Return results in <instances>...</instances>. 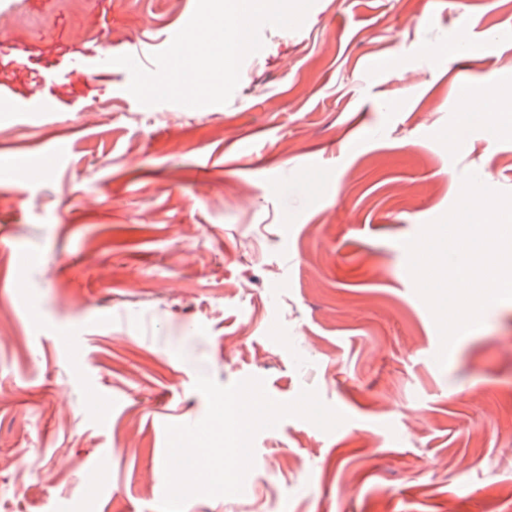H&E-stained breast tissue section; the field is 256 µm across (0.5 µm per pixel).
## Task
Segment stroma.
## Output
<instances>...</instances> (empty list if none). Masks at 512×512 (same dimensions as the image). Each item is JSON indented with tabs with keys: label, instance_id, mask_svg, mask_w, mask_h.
<instances>
[{
	"label": "stroma",
	"instance_id": "1",
	"mask_svg": "<svg viewBox=\"0 0 512 512\" xmlns=\"http://www.w3.org/2000/svg\"><path fill=\"white\" fill-rule=\"evenodd\" d=\"M9 2L0 161L68 153L0 177V512H157L201 374L346 420L261 431L242 494L184 512H512V301L438 365L403 246L465 173L512 191V112L459 114L512 86V0H316L200 108L100 67L154 70L196 0ZM474 38L488 55L449 54Z\"/></svg>",
	"mask_w": 512,
	"mask_h": 512
}]
</instances>
